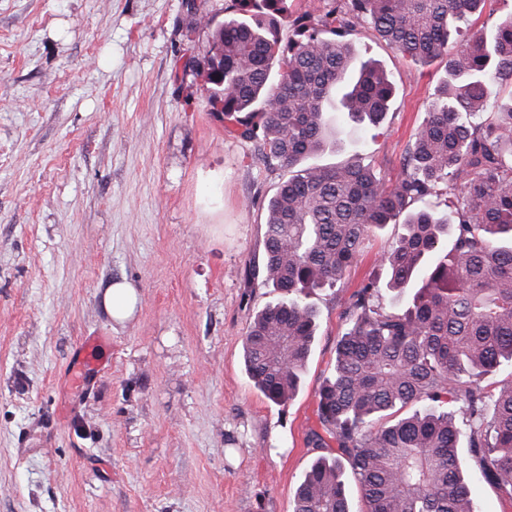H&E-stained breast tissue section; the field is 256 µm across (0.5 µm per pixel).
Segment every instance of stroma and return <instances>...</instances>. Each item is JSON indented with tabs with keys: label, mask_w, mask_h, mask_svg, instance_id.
<instances>
[{
	"label": "stroma",
	"mask_w": 512,
	"mask_h": 512,
	"mask_svg": "<svg viewBox=\"0 0 512 512\" xmlns=\"http://www.w3.org/2000/svg\"><path fill=\"white\" fill-rule=\"evenodd\" d=\"M225 6L0 0V512H293L322 454L307 442L317 390L398 228L312 295L304 382L268 401L243 354L281 299L251 272L284 172L225 133L195 68H174L208 56ZM352 43L386 70L390 109L319 161L357 153L392 181L444 69L367 28ZM115 281L139 295L121 324L102 300Z\"/></svg>",
	"instance_id": "1"
}]
</instances>
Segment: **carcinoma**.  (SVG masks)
I'll return each instance as SVG.
<instances>
[{
	"mask_svg": "<svg viewBox=\"0 0 512 512\" xmlns=\"http://www.w3.org/2000/svg\"><path fill=\"white\" fill-rule=\"evenodd\" d=\"M487 2L345 0L313 18L293 0H228L212 34L210 110L288 171L268 204L261 281L284 299L256 314L244 348L267 400L284 404L301 387L318 328L311 294L341 280L367 236L402 229L381 260L399 303L386 306L376 280L353 295L308 433L329 455L306 471L293 512H350L348 469L365 512H473L462 441L480 478L512 501V372L500 376L512 367V96L499 92L512 80V14L451 45ZM362 25L415 63L444 62L392 184L356 153L309 163L342 140L331 114L377 127L389 110L387 72L342 39ZM487 110L492 119L474 122ZM442 183L456 199L449 213L427 202Z\"/></svg>",
	"mask_w": 512,
	"mask_h": 512,
	"instance_id": "1",
	"label": "carcinoma"
}]
</instances>
